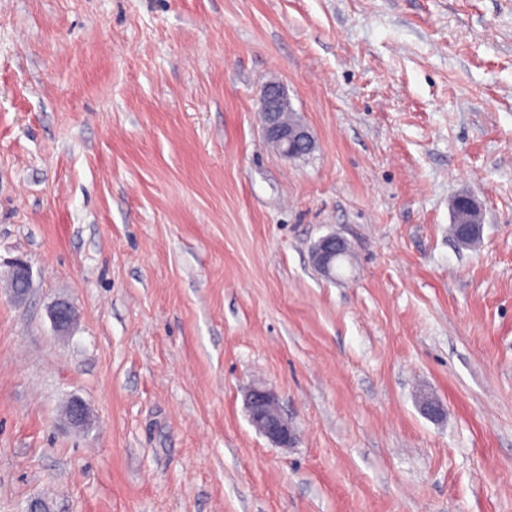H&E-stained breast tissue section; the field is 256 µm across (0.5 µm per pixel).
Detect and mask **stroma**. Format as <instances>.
<instances>
[{"instance_id":"stroma-1","label":"stroma","mask_w":512,"mask_h":512,"mask_svg":"<svg viewBox=\"0 0 512 512\" xmlns=\"http://www.w3.org/2000/svg\"><path fill=\"white\" fill-rule=\"evenodd\" d=\"M34 501L512 512V0H0V512ZM288 106L284 88L274 82L268 83L258 98L257 114L267 141L276 147L281 156L295 159L312 153L316 141L306 123H287L281 120V112ZM452 233L457 236L455 224H461L466 229L464 235L458 238L460 243L471 240L480 224H483V213L478 200L471 195L461 194L451 202ZM348 252L346 241L330 234L320 238L313 247L312 256L314 264L325 275H332L336 266V259ZM250 423L271 442L288 448L296 440L294 427L281 412L277 394L267 387H252L246 394Z\"/></svg>"}]
</instances>
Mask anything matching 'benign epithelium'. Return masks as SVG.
<instances>
[{"label": "benign epithelium", "mask_w": 512, "mask_h": 512, "mask_svg": "<svg viewBox=\"0 0 512 512\" xmlns=\"http://www.w3.org/2000/svg\"><path fill=\"white\" fill-rule=\"evenodd\" d=\"M288 96L282 86L268 83L258 98V118L267 141L277 152L288 159H295L314 151L316 141L306 123H287L281 120V112L288 108ZM452 223L466 229L458 241L465 243L472 239L480 224L483 213L478 200L468 194L456 196L451 202ZM348 252L346 241L334 234L320 238L313 247L314 264L325 275L335 269L336 259ZM31 283L29 264L17 261L12 267L11 284L15 294L24 296ZM52 321L58 331L66 330L76 319L75 307L67 300L58 301L52 309ZM246 407L250 423L274 444L288 448L296 440L294 427L281 412L277 394L267 387H252L246 394Z\"/></svg>", "instance_id": "7a95c632"}]
</instances>
